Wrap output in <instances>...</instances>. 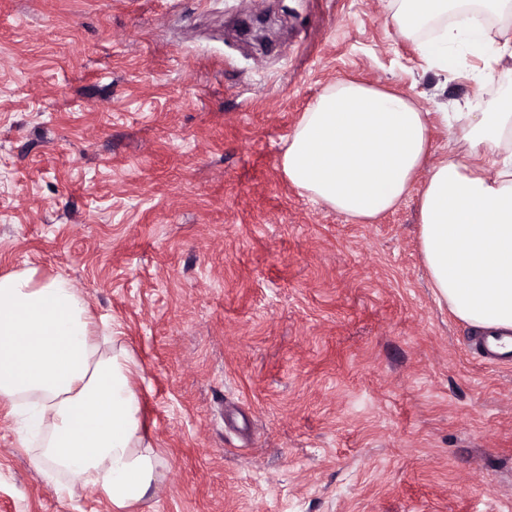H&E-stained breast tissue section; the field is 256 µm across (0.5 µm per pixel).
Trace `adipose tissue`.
<instances>
[{
    "instance_id": "obj_1",
    "label": "adipose tissue",
    "mask_w": 512,
    "mask_h": 512,
    "mask_svg": "<svg viewBox=\"0 0 512 512\" xmlns=\"http://www.w3.org/2000/svg\"><path fill=\"white\" fill-rule=\"evenodd\" d=\"M389 20L441 71H457L466 42L487 78L512 73V0H395ZM451 119L455 149L432 159V128ZM281 168L313 202L360 223L422 183L432 288L477 332L512 331V93L493 110L450 116L340 79L302 113ZM135 370L71 280L33 267L0 276V405L59 497L91 489L129 512L157 490L162 461L144 433Z\"/></svg>"
}]
</instances>
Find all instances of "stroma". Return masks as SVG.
Instances as JSON below:
<instances>
[{
    "instance_id": "1",
    "label": "stroma",
    "mask_w": 512,
    "mask_h": 512,
    "mask_svg": "<svg viewBox=\"0 0 512 512\" xmlns=\"http://www.w3.org/2000/svg\"><path fill=\"white\" fill-rule=\"evenodd\" d=\"M392 6L0 0V275L67 276L124 337L164 463L135 512H512V365L434 296L421 186L354 223L280 164L339 79L495 107L506 79L431 68ZM14 427L0 512H113L59 499Z\"/></svg>"
}]
</instances>
